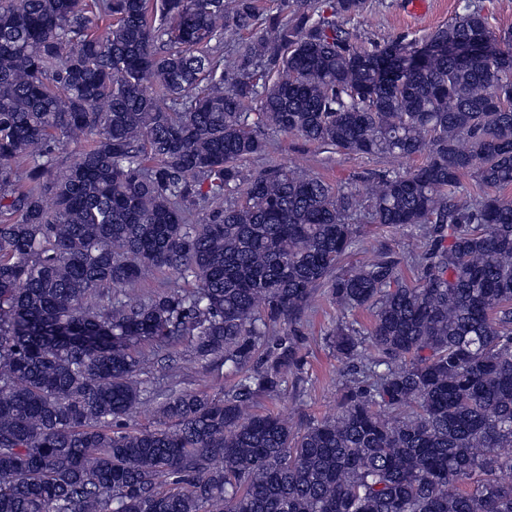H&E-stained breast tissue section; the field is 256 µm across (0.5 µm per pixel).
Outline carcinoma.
<instances>
[{
	"mask_svg": "<svg viewBox=\"0 0 512 512\" xmlns=\"http://www.w3.org/2000/svg\"><path fill=\"white\" fill-rule=\"evenodd\" d=\"M366 8L0 0V512H512V200L489 193L512 186V30L472 10L364 49L336 19ZM277 133L388 168L365 195L244 175ZM362 215L419 232L415 280L384 251L342 266ZM320 288L370 324H336L359 365L296 429L252 407ZM144 343L234 381L154 390Z\"/></svg>",
	"mask_w": 512,
	"mask_h": 512,
	"instance_id": "1",
	"label": "carcinoma"
}]
</instances>
